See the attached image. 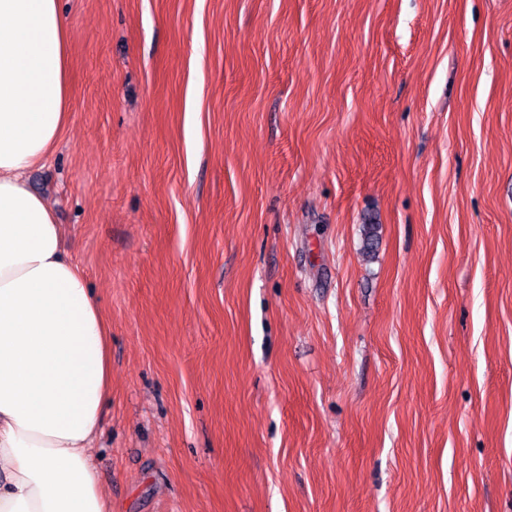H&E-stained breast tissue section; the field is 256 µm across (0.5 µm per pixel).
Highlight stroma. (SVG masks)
<instances>
[{"label":"stroma","mask_w":512,"mask_h":512,"mask_svg":"<svg viewBox=\"0 0 512 512\" xmlns=\"http://www.w3.org/2000/svg\"><path fill=\"white\" fill-rule=\"evenodd\" d=\"M62 9L112 512H512V0Z\"/></svg>","instance_id":"35a3bbf8"}]
</instances>
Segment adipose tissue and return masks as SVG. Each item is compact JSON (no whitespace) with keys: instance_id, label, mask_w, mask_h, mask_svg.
I'll list each match as a JSON object with an SVG mask.
<instances>
[{"instance_id":"obj_1","label":"adipose tissue","mask_w":512,"mask_h":512,"mask_svg":"<svg viewBox=\"0 0 512 512\" xmlns=\"http://www.w3.org/2000/svg\"><path fill=\"white\" fill-rule=\"evenodd\" d=\"M68 44L60 0H0V512H111L90 448L110 328L24 179L68 122Z\"/></svg>"}]
</instances>
